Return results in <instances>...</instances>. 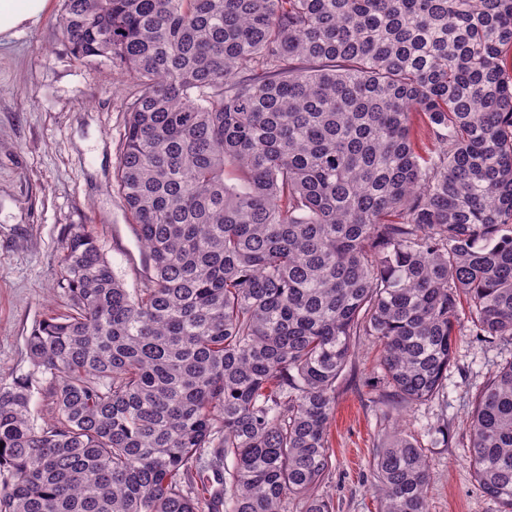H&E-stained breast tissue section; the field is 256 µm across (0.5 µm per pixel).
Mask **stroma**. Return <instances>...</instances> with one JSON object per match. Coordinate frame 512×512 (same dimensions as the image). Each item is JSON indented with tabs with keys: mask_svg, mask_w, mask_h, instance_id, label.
Segmentation results:
<instances>
[{
	"mask_svg": "<svg viewBox=\"0 0 512 512\" xmlns=\"http://www.w3.org/2000/svg\"><path fill=\"white\" fill-rule=\"evenodd\" d=\"M61 0L0 41V377L31 378V406L44 425L52 409L34 376L25 339L65 312L58 287L70 230L94 234L118 278L140 287L145 254L115 174L132 85L106 64L78 59L58 32ZM381 348L360 336L339 381L322 490L334 512H378L375 448L395 433L421 444L430 475L428 512H499L464 462L475 395L512 360V343L458 337L443 390L408 404L383 380Z\"/></svg>",
	"mask_w": 512,
	"mask_h": 512,
	"instance_id": "1",
	"label": "stroma"
}]
</instances>
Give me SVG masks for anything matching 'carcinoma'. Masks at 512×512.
<instances>
[{"label":"carcinoma","instance_id":"carcinoma-1","mask_svg":"<svg viewBox=\"0 0 512 512\" xmlns=\"http://www.w3.org/2000/svg\"><path fill=\"white\" fill-rule=\"evenodd\" d=\"M58 29L133 84L116 187L149 276L66 238L69 310L26 338L55 416L0 380V512H332L353 337L406 403L443 389L460 305L512 342V0H62ZM469 433L512 512V361ZM373 466L379 512H426L417 441Z\"/></svg>","mask_w":512,"mask_h":512}]
</instances>
